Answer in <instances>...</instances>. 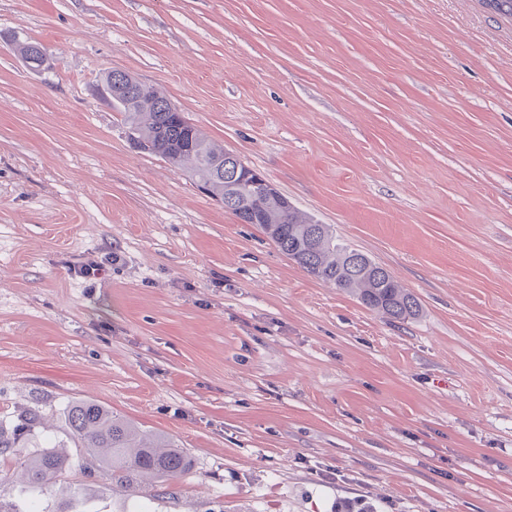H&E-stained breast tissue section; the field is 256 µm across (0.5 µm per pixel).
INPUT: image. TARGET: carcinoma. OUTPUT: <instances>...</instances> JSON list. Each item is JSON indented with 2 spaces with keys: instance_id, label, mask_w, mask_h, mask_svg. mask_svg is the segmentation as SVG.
I'll use <instances>...</instances> for the list:
<instances>
[{
  "instance_id": "cac0c4a2",
  "label": "carcinoma",
  "mask_w": 512,
  "mask_h": 512,
  "mask_svg": "<svg viewBox=\"0 0 512 512\" xmlns=\"http://www.w3.org/2000/svg\"><path fill=\"white\" fill-rule=\"evenodd\" d=\"M491 13L512 22V0H479ZM14 51L35 71L42 69L44 57L35 56L41 44L26 39H12ZM110 71L102 81V94L114 100L127 133L150 145L149 153L167 160L176 167L190 166L199 186L216 200L227 203L231 212L243 224L257 225L289 259L316 279L352 293L366 308L385 314L393 321L412 319L419 315L420 304L411 293L398 286L392 274L368 255L349 248L336 239L328 224L300 212L280 199L254 192L246 182L234 177L229 170L214 166L224 158L225 151L216 148L208 137L182 112H165L167 99L149 86L143 96L158 105L156 111H143L137 98L126 96L128 84L114 81ZM358 266H352L353 258ZM67 419L78 447L112 471V481L137 494L143 479L176 478L189 470L190 462L183 451L164 437L145 432L90 400L78 401L67 409ZM41 414L30 409L6 427L0 424V453L18 449L20 467L26 478V491L42 492L55 485L72 466L68 458L57 451V445L47 444L35 455H25L27 438L40 427Z\"/></svg>"
}]
</instances>
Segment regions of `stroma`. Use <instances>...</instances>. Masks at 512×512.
Listing matches in <instances>:
<instances>
[{"label":"stroma","mask_w":512,"mask_h":512,"mask_svg":"<svg viewBox=\"0 0 512 512\" xmlns=\"http://www.w3.org/2000/svg\"><path fill=\"white\" fill-rule=\"evenodd\" d=\"M114 69L419 316L316 280L133 148L98 93ZM77 400L190 469L132 500L74 446ZM31 408L29 447L74 463L41 512H512V23L478 0H0V423ZM12 44L14 51L19 57H21V59L31 70L39 71L51 68V66L42 67L45 55L41 57H34L36 48H41L45 51L44 47L40 43L28 41V39L22 40L19 37L15 38L14 36L12 39Z\"/></svg>","instance_id":"stroma-1"}]
</instances>
